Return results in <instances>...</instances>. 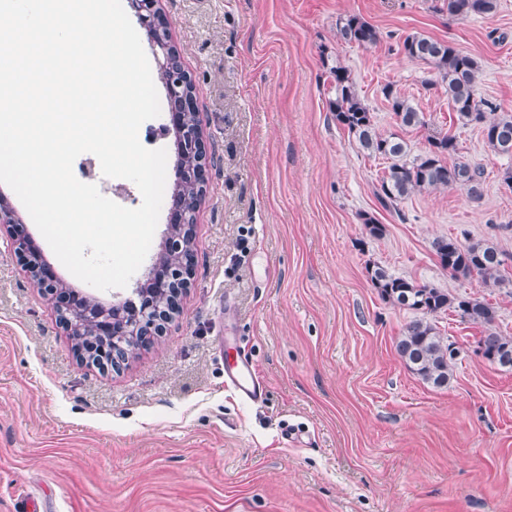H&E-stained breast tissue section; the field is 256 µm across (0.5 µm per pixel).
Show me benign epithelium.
I'll return each instance as SVG.
<instances>
[{"label": "benign epithelium", "mask_w": 512, "mask_h": 512, "mask_svg": "<svg viewBox=\"0 0 512 512\" xmlns=\"http://www.w3.org/2000/svg\"><path fill=\"white\" fill-rule=\"evenodd\" d=\"M131 6L141 26L150 33V44L161 70L170 66V47L174 45L171 33H162L158 18L162 16L161 0H131ZM169 124L175 129L176 149L179 154L197 155L198 167L183 168L175 166L174 181H194L205 188L208 179L210 144L200 125L186 122L185 113L178 109L172 111ZM0 224L8 227L14 241L16 252L30 274L32 281L55 305L59 325L76 343L85 345L87 354L102 370H112L135 348V340L147 336H162L165 324L171 314L164 312L146 298L140 305L125 304L119 300L106 307L95 299L57 288L58 277L41 259V253L26 235L21 221L16 217L6 200H0ZM170 232L166 236L160 257L150 266L145 281L139 282L134 289L135 295H147V291L165 296L174 294L181 297L192 286L195 276L196 256H191L187 264H174L167 257L183 252L186 239L191 237V226L185 223V217L179 202H174L169 224ZM87 316L92 326V335L96 339L87 341L83 329L75 324L81 316Z\"/></svg>", "instance_id": "1"}]
</instances>
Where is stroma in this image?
I'll return each mask as SVG.
<instances>
[{"instance_id":"stroma-1","label":"stroma","mask_w":512,"mask_h":512,"mask_svg":"<svg viewBox=\"0 0 512 512\" xmlns=\"http://www.w3.org/2000/svg\"><path fill=\"white\" fill-rule=\"evenodd\" d=\"M442 0H162L211 145L196 214L193 284L166 335L117 373L81 363L51 302L0 231V512H512V370L477 352V328L439 315L459 351L445 389L396 352L413 311L383 300L367 266L479 296L512 337V284L438 263L440 237L488 239L512 266V156L454 122L444 85L401 38L451 43L480 65L483 97L512 113V0L459 19ZM373 25L372 46L339 40L340 18ZM348 69L380 133L421 154L452 132L485 170V195L456 186L378 211L383 160L337 126L330 67ZM423 113L399 127L381 89ZM4 197L70 288L93 292L57 259L6 184ZM386 232L370 238L360 213ZM246 354L265 387L245 403L224 383L225 352Z\"/></svg>"}]
</instances>
